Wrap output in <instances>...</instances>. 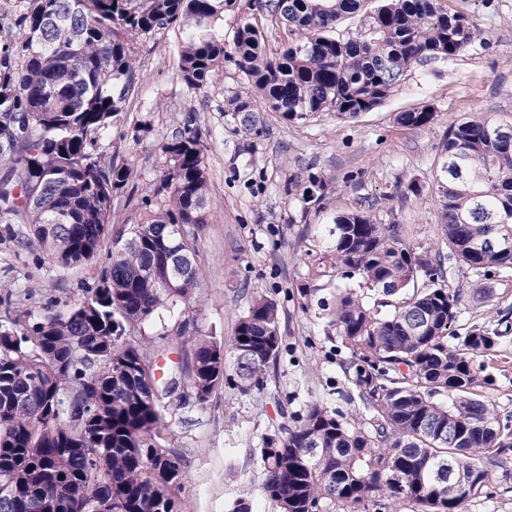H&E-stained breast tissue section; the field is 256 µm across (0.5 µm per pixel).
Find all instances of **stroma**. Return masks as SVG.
I'll list each match as a JSON object with an SVG mask.
<instances>
[{
	"instance_id": "obj_1",
	"label": "stroma",
	"mask_w": 512,
	"mask_h": 512,
	"mask_svg": "<svg viewBox=\"0 0 512 512\" xmlns=\"http://www.w3.org/2000/svg\"><path fill=\"white\" fill-rule=\"evenodd\" d=\"M451 13L470 17L484 40L451 62L413 67L385 103L352 120L323 113L296 123L264 112L256 133L240 132L225 115L227 100L244 91L232 65L205 89L188 93L174 53L176 31L148 38L137 58L138 85L121 123L112 129L108 158L135 174L126 189L139 198L157 180L164 159L160 143L186 119L207 133L211 221L196 233L199 281L189 303L199 310L203 334L227 343L251 296L274 297L281 306L282 351L262 385L240 392L218 385L205 407L164 401L161 443L181 459L186 479L181 512H225L245 499L252 512H271L260 489L263 436L293 426L312 401L355 421L361 402L340 395L346 353L328 326L325 308L342 279L312 280L309 273L335 239L336 215L367 211L378 222L402 225L406 242L423 252L441 245L440 205L432 187L441 178L449 124L471 116L512 123V0H441ZM431 106L425 127L401 126L396 117ZM316 174L329 193L321 211L302 214L288 196L293 177ZM422 184L421 193L408 191ZM104 264L95 259L69 272L51 266L35 244L0 241V286L21 293L22 307L64 309L93 287ZM445 283L462 293L459 324L495 327L512 312V272L501 274L493 297L485 280L446 261ZM480 392L512 426V332L485 357ZM495 494L470 499L467 512H512V452L490 467Z\"/></svg>"
}]
</instances>
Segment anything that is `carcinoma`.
Masks as SVG:
<instances>
[{"label":"carcinoma","instance_id":"cac0c4a2","mask_svg":"<svg viewBox=\"0 0 512 512\" xmlns=\"http://www.w3.org/2000/svg\"><path fill=\"white\" fill-rule=\"evenodd\" d=\"M0 5V224L18 239L27 224L63 272L107 250L84 301L34 314L0 292V484L20 496L58 497V512H82L112 499V512H180L185 472L162 448L167 383L183 378L204 407L224 377L246 392L260 382L283 344L276 299L256 294L226 346L199 333L185 315L198 285L195 244L175 225L208 223L207 137L189 124L162 144L164 170L116 218L133 170L106 158L137 81L136 58L148 36L179 30L178 68L199 91L230 62L246 81L224 111L240 131H256V112L289 122L323 112L352 119L381 106L411 68L449 61L482 40L465 15L440 0H379L352 37L338 26L364 0H250L285 26L287 42L270 56L266 31L238 25L224 46L218 23L238 0H14ZM426 105L398 122L421 128ZM512 125L473 116L451 124L439 182L442 242L448 258L482 274L485 293L512 271ZM327 185L315 174L288 179L302 215L320 208ZM336 239L312 277L361 279L336 289L329 325L347 350L348 400L365 409L351 424L311 404L297 424L262 438L261 489L273 512H466L490 495L493 458L512 449V432L476 392L501 332L455 329L461 292L441 285L440 253H419L366 211L336 216ZM504 246L486 247L488 241ZM181 275L162 287L171 259ZM191 346L192 366L171 363L156 377L152 341H130L146 322ZM231 375H226L227 369Z\"/></svg>","mask_w":512,"mask_h":512}]
</instances>
